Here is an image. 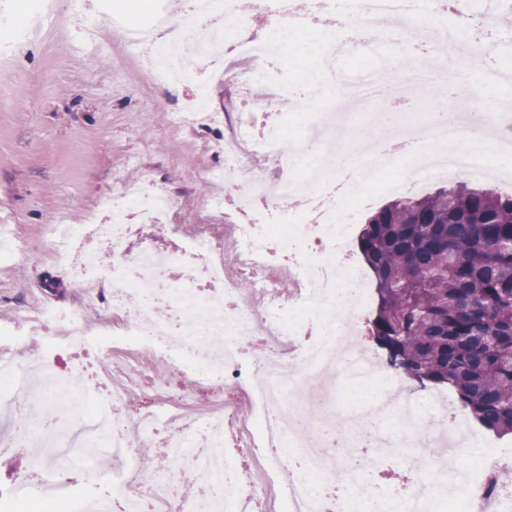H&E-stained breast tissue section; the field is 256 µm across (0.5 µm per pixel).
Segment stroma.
<instances>
[{
    "label": "stroma",
    "instance_id": "obj_1",
    "mask_svg": "<svg viewBox=\"0 0 512 512\" xmlns=\"http://www.w3.org/2000/svg\"><path fill=\"white\" fill-rule=\"evenodd\" d=\"M135 14L134 0H53L42 27L0 57V212L21 249L0 266V325L24 309L81 307L71 273L51 264L48 226L84 223L122 181L148 178L179 198L184 235L205 223L204 204L223 193L198 171L218 165L223 123L169 129L167 113L189 108L193 81L162 92L145 79L146 53L125 51L108 23L113 3ZM98 24L102 48L82 47L84 18ZM319 45L307 33L279 67L283 84L305 82Z\"/></svg>",
    "mask_w": 512,
    "mask_h": 512
}]
</instances>
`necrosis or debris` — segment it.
<instances>
[{"label":"necrosis or debris","mask_w":512,"mask_h":512,"mask_svg":"<svg viewBox=\"0 0 512 512\" xmlns=\"http://www.w3.org/2000/svg\"><path fill=\"white\" fill-rule=\"evenodd\" d=\"M311 4L313 12L338 10L366 29L402 24L410 41L434 48L430 59H394L362 40L324 36L316 72L332 94L317 118L327 125L339 116L352 118L357 104L373 103L376 133L356 146L332 132L286 143L295 100L276 83L274 65L287 54L288 41L251 29L256 16L280 15V0H195L192 13L175 26L157 0L135 19L113 11L112 28L127 49L151 46L152 86L187 79L197 86L198 110L168 113L169 128L211 121L205 106L214 85L230 78L238 89L237 120L221 146L224 162L200 172L228 189V197L205 204L225 246L215 249L212 234L203 231L182 236L172 221L182 201L146 192L138 179L107 199L111 218L93 213L79 226L50 225L49 259L72 272L86 305L43 309L6 332L14 346L35 348L37 355L0 358V400L30 406L15 415L0 446L31 449L34 468L0 486V512H45L50 482L59 497L72 498L71 479L52 462L57 455L110 485L80 501L81 512L92 505L98 512H512V485L497 479L512 467V446L491 445L472 427L469 412L444 392L428 398L435 421L417 415L404 375L385 370L358 341L357 327L372 299L364 269L333 261L336 254L351 255L350 229L375 191L412 195L440 177L482 180L495 171L493 157L512 156V137L498 112L483 132L456 111L444 117L406 112L395 127L384 120L414 88L463 97L466 75L488 48L511 57V32H498L487 44L471 29L478 21L491 25L512 0ZM49 8V0H28L18 19L1 4L0 54L39 28ZM424 13L435 18L434 27L418 25ZM189 50L203 60L202 68L185 69ZM366 55L374 59L371 74L352 82L326 65ZM257 82L274 87L260 113L248 97ZM129 211L137 224L126 223ZM167 220L180 237L174 251H129L136 225ZM102 249L112 253V265L98 261ZM243 271L252 281L246 296L238 287ZM106 292L125 332L100 342V349H147L178 383L141 389L126 382L131 365L125 361L106 367L79 360L68 376L56 373L55 350L86 342L87 309ZM159 307L164 317L149 320ZM248 339L259 344L250 354ZM353 386L366 398L339 407L338 390ZM199 388L209 391L216 407L192 414L188 407ZM67 402L70 416L57 423L55 414ZM133 404L138 411L131 427L121 410ZM366 446L377 454L361 458L364 468L377 469L388 457L410 480L389 493L363 480L349 461ZM150 447L161 448L168 468L147 485L140 474L148 463L138 451ZM242 456L265 463L266 482L242 469ZM186 465L197 474L190 494L181 481Z\"/></svg>","instance_id":"4bbe7bcc"}]
</instances>
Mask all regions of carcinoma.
<instances>
[{
	"label": "carcinoma",
	"instance_id": "obj_1",
	"mask_svg": "<svg viewBox=\"0 0 512 512\" xmlns=\"http://www.w3.org/2000/svg\"><path fill=\"white\" fill-rule=\"evenodd\" d=\"M388 368L448 386L480 427L512 436V194L465 183L395 199L358 238Z\"/></svg>",
	"mask_w": 512,
	"mask_h": 512
}]
</instances>
